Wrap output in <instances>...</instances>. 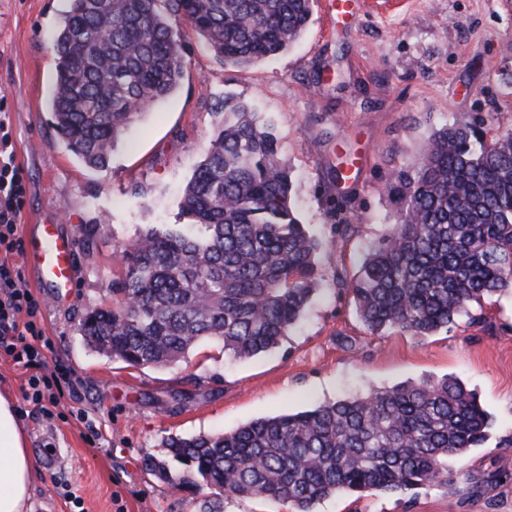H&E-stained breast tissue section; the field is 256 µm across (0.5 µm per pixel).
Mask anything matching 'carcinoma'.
<instances>
[{
	"label": "carcinoma",
	"mask_w": 512,
	"mask_h": 512,
	"mask_svg": "<svg viewBox=\"0 0 512 512\" xmlns=\"http://www.w3.org/2000/svg\"><path fill=\"white\" fill-rule=\"evenodd\" d=\"M314 0H71L53 48L51 109L58 134L87 166L104 168L114 144L150 103L171 95L184 67L181 22L217 59L248 67L287 51ZM212 141L179 201L183 224L150 229L122 250L112 307L80 322L87 343L134 368L185 360L203 341L251 358L281 344L317 291L323 242L300 221L290 168L272 120L224 99ZM395 224L366 253L350 292L374 335L431 336L473 303L512 292V131L453 124L386 183ZM490 418L457 378L376 388L244 424L171 436L146 470L192 487L197 512L226 498L288 501L295 512L336 493L452 487L464 457L488 440ZM183 466L172 476L170 463Z\"/></svg>",
	"instance_id": "carcinoma-1"
}]
</instances>
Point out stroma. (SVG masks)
Segmentation results:
<instances>
[{"label":"stroma","mask_w":512,"mask_h":512,"mask_svg":"<svg viewBox=\"0 0 512 512\" xmlns=\"http://www.w3.org/2000/svg\"><path fill=\"white\" fill-rule=\"evenodd\" d=\"M66 11L67 0H0V113L25 186L20 230L53 224L76 245L70 293L26 281L52 340L48 365L77 381L84 420L40 415L22 398L20 369L0 359V394L15 401L37 463L32 512H196L192 492L145 469L146 457L164 455L167 437L231 431L446 375L474 390L491 419L487 442L456 461L464 474L456 488L333 495L314 512H512V295L472 304L433 336L378 337L336 284L390 230L387 179L415 162L433 129L490 113L512 130V85L503 82L512 74V0H354L344 22L316 0L303 36L248 68L222 64L187 33L179 88L145 108L102 169L78 160L54 127L52 45ZM227 97L250 102L276 126L298 215L327 243L319 288L272 352L233 360L203 342L166 368L112 361L86 344L80 320L111 302L124 244L179 223L182 191ZM345 160L351 178L335 184ZM340 224L349 227L341 238ZM47 436L63 453L51 475L39 466ZM473 479L481 495L469 494Z\"/></svg>","instance_id":"1"}]
</instances>
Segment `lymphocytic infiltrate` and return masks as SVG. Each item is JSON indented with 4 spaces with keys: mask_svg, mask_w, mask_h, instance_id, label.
I'll list each match as a JSON object with an SVG mask.
<instances>
[{
    "mask_svg": "<svg viewBox=\"0 0 512 512\" xmlns=\"http://www.w3.org/2000/svg\"><path fill=\"white\" fill-rule=\"evenodd\" d=\"M10 146L9 121L0 115V353L24 371V400L50 419L63 399L77 400L78 391L72 379L48 369L51 341L41 324V305L14 261L23 248L18 217L25 189Z\"/></svg>",
    "mask_w": 512,
    "mask_h": 512,
    "instance_id": "f902f5d3",
    "label": "lymphocytic infiltrate"
}]
</instances>
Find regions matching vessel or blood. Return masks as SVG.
<instances>
[{"label":"vessel or blood","instance_id":"obj_1","mask_svg":"<svg viewBox=\"0 0 512 512\" xmlns=\"http://www.w3.org/2000/svg\"><path fill=\"white\" fill-rule=\"evenodd\" d=\"M74 255V240L57 234L52 225H42L38 233L26 239L25 264L39 283L61 290L70 288Z\"/></svg>","mask_w":512,"mask_h":512}]
</instances>
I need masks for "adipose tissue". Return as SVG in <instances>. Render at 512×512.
I'll use <instances>...</instances> for the list:
<instances>
[{
	"label": "adipose tissue",
	"instance_id": "obj_1",
	"mask_svg": "<svg viewBox=\"0 0 512 512\" xmlns=\"http://www.w3.org/2000/svg\"><path fill=\"white\" fill-rule=\"evenodd\" d=\"M33 460L14 402L0 395V512H30Z\"/></svg>",
	"mask_w": 512,
	"mask_h": 512
}]
</instances>
